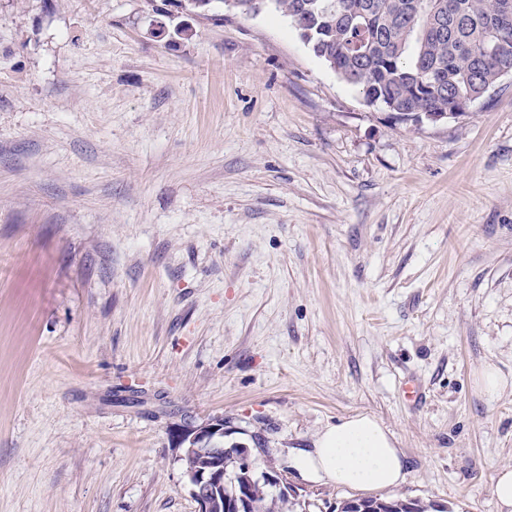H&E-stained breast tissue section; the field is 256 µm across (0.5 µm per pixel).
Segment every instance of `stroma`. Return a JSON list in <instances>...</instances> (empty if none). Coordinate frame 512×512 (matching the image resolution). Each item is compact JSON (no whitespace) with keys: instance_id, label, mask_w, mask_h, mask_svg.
I'll list each match as a JSON object with an SVG mask.
<instances>
[{"instance_id":"obj_1","label":"stroma","mask_w":512,"mask_h":512,"mask_svg":"<svg viewBox=\"0 0 512 512\" xmlns=\"http://www.w3.org/2000/svg\"><path fill=\"white\" fill-rule=\"evenodd\" d=\"M357 413L396 495L497 512L512 76L416 130L271 9L0 0V512H197L177 430L215 417L336 512L293 456Z\"/></svg>"}]
</instances>
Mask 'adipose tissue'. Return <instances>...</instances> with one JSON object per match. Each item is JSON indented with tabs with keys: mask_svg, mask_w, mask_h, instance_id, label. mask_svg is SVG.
Masks as SVG:
<instances>
[{
	"mask_svg": "<svg viewBox=\"0 0 512 512\" xmlns=\"http://www.w3.org/2000/svg\"><path fill=\"white\" fill-rule=\"evenodd\" d=\"M293 463L309 480L326 479L362 492L397 488L407 475L394 435L376 417L363 413L325 427L312 448L295 454Z\"/></svg>",
	"mask_w": 512,
	"mask_h": 512,
	"instance_id": "obj_1",
	"label": "adipose tissue"
}]
</instances>
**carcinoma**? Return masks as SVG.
Instances as JSON below:
<instances>
[{
    "label": "carcinoma",
    "mask_w": 512,
    "mask_h": 512,
    "mask_svg": "<svg viewBox=\"0 0 512 512\" xmlns=\"http://www.w3.org/2000/svg\"><path fill=\"white\" fill-rule=\"evenodd\" d=\"M239 0L237 9L272 8L299 18L298 31L311 51L398 121L419 126L428 112L466 114L485 87L512 69V20L498 25L504 0ZM285 491H266L253 512H278ZM368 512H447L436 503L394 498L362 499Z\"/></svg>",
    "instance_id": "obj_1"
}]
</instances>
